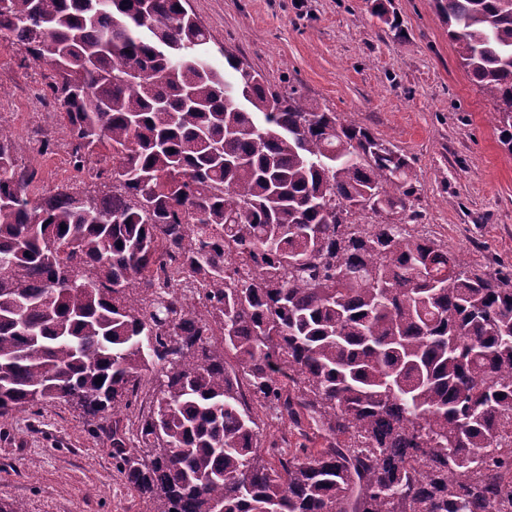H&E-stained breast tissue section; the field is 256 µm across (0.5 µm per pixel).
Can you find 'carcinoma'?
<instances>
[{
  "instance_id": "1",
  "label": "carcinoma",
  "mask_w": 512,
  "mask_h": 512,
  "mask_svg": "<svg viewBox=\"0 0 512 512\" xmlns=\"http://www.w3.org/2000/svg\"><path fill=\"white\" fill-rule=\"evenodd\" d=\"M434 3L512 152V0ZM0 39L54 49L71 162L100 181L33 192L0 125L1 419L112 415L156 512H512V284L394 222L404 154L226 54L230 97L187 0H4ZM258 406L327 447L262 444ZM143 383L146 384V387L142 388V392L140 394V398L137 402L133 403L132 406L125 411L124 415V423H127L130 425L135 422L137 424L138 418H140L142 412L146 413L148 411L151 396H149L152 393L151 387L155 385V379L156 375L154 371H145L143 374ZM151 391L149 392V390Z\"/></svg>"
}]
</instances>
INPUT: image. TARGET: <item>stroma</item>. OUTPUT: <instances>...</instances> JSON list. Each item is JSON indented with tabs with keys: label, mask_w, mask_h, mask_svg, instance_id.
Wrapping results in <instances>:
<instances>
[{
	"label": "stroma",
	"mask_w": 512,
	"mask_h": 512,
	"mask_svg": "<svg viewBox=\"0 0 512 512\" xmlns=\"http://www.w3.org/2000/svg\"><path fill=\"white\" fill-rule=\"evenodd\" d=\"M212 36L211 62L244 58L276 90L295 86L405 154L417 179L410 234L478 274L512 278V153L493 98L460 67L432 0H188ZM51 69L0 40V125L38 172L36 191L87 180L50 90ZM111 416L58 400L0 420V499L27 512H153L112 456Z\"/></svg>",
	"instance_id": "stroma-1"
}]
</instances>
